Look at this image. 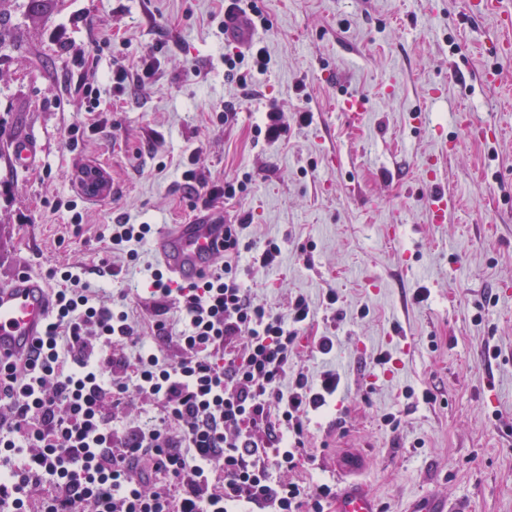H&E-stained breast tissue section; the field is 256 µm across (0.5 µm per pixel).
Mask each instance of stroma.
Instances as JSON below:
<instances>
[{
	"mask_svg": "<svg viewBox=\"0 0 512 512\" xmlns=\"http://www.w3.org/2000/svg\"><path fill=\"white\" fill-rule=\"evenodd\" d=\"M27 3L13 0L15 45L0 51V282L79 263L91 284L125 292L143 327L175 322L147 292L154 250L133 265L114 257L122 272L105 282L101 235L124 221L189 222L201 202L181 174L196 156L206 177L244 183L214 205L225 223L244 225L256 249L281 248L246 277L252 296L281 314L299 296L316 309L296 364L344 380L310 413L289 479L344 474L380 512L423 495L512 512V61L488 49L503 36L496 18L465 0H256L269 64L243 85L211 21L224 0H52L44 19ZM148 51L154 77L102 85L88 111L89 64L107 71ZM347 92L367 108L360 125L336 109ZM272 106L288 117L274 142L255 132ZM458 111L498 135H474ZM93 123L70 151L69 127ZM19 139L36 141L37 168L15 166ZM86 165L113 175L114 193L85 196ZM434 186L457 198L444 224L424 204ZM57 199L76 200L82 223ZM325 334L336 338L328 356L313 347ZM388 413L397 428L383 425Z\"/></svg>",
	"mask_w": 512,
	"mask_h": 512,
	"instance_id": "1",
	"label": "stroma"
}]
</instances>
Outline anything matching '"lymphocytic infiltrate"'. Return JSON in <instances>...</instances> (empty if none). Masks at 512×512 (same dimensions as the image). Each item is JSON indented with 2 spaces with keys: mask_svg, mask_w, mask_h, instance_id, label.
I'll return each mask as SVG.
<instances>
[{
  "mask_svg": "<svg viewBox=\"0 0 512 512\" xmlns=\"http://www.w3.org/2000/svg\"><path fill=\"white\" fill-rule=\"evenodd\" d=\"M154 72L148 54L91 71L89 111L99 82L141 84ZM243 230L225 225L223 258L198 281L175 287L152 270V296L178 309L175 339L161 320L142 334L125 295L92 287L81 264L48 269L63 286L38 360L9 367L0 388V502L14 512H324L332 486L288 474L309 414L341 376L324 372L315 387L293 368L314 311L301 296L284 314L255 302ZM152 235L149 224H112L108 249L133 262ZM173 339L174 361L164 354Z\"/></svg>",
  "mask_w": 512,
  "mask_h": 512,
  "instance_id": "f902f5d3",
  "label": "lymphocytic infiltrate"
}]
</instances>
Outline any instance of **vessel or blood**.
<instances>
[{
	"label": "vessel or blood",
	"instance_id": "1",
	"mask_svg": "<svg viewBox=\"0 0 512 512\" xmlns=\"http://www.w3.org/2000/svg\"><path fill=\"white\" fill-rule=\"evenodd\" d=\"M435 223H445L455 199L443 190L426 197ZM154 249L160 263L175 278L193 281L204 275L224 252V217L200 213L186 224L165 227ZM52 312L51 290L43 277L20 271L0 283V366L28 359L34 345L46 334ZM335 512H380L376 499L363 488L348 484L336 492Z\"/></svg>",
	"mask_w": 512,
	"mask_h": 512
}]
</instances>
